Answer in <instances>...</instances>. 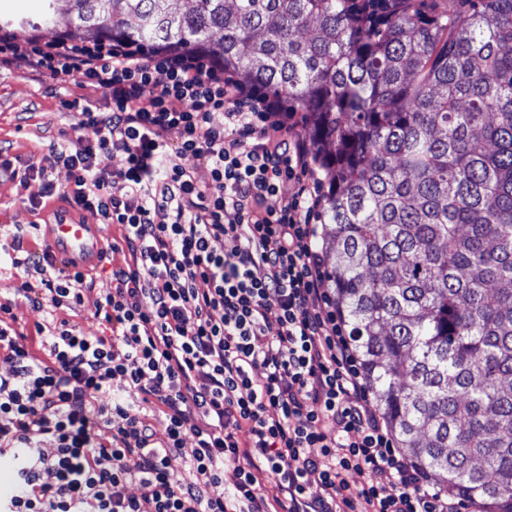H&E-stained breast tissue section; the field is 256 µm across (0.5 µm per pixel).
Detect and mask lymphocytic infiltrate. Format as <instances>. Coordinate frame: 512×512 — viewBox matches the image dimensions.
<instances>
[{
	"mask_svg": "<svg viewBox=\"0 0 512 512\" xmlns=\"http://www.w3.org/2000/svg\"><path fill=\"white\" fill-rule=\"evenodd\" d=\"M17 62L104 93L102 108L66 103L96 141L70 143L52 168L24 176L38 184L32 208L58 198L119 225L125 261L94 313L109 334L64 319L49 336L27 335L0 304V359L12 365L0 376V454L20 453L0 512H458L395 448L368 396L307 222L315 201L298 173L311 148L281 101L198 53L109 39L0 34V67ZM165 130L178 132L177 147ZM101 151L121 166L99 169ZM189 157L206 161L208 183ZM5 261L36 273L20 291L38 306L75 309L88 286L84 272L17 237L0 245ZM105 394L111 402L98 403ZM194 414L203 425H189ZM189 435L184 477L171 460ZM47 441L54 453H43ZM350 472L364 482L350 484ZM133 483L141 495L128 493Z\"/></svg>",
	"mask_w": 512,
	"mask_h": 512,
	"instance_id": "lymphocytic-infiltrate-1",
	"label": "lymphocytic infiltrate"
}]
</instances>
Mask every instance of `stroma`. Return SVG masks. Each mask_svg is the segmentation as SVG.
<instances>
[{
  "mask_svg": "<svg viewBox=\"0 0 512 512\" xmlns=\"http://www.w3.org/2000/svg\"><path fill=\"white\" fill-rule=\"evenodd\" d=\"M81 97L96 106L106 99L101 91L80 86L72 80H59L31 72L17 63L0 68V148L18 160L17 174H0V240L11 242L22 235L26 247L41 245L46 231L45 221L52 214H69L70 209L60 200L51 201L41 210L31 209L28 198L36 191L35 182L25 180L27 166H44L54 146L74 139L95 141L93 128L78 124V116L64 108V100ZM96 231L106 249L101 258L83 264L82 270L95 281L85 289L77 310L34 308L18 289L24 281L22 271L10 266L0 267V303H11L20 331L34 333L36 325H54L66 319L82 327L99 329L94 318L96 305L103 289L112 285V267L120 263L122 254L108 251L110 243L119 241L117 225H97Z\"/></svg>",
  "mask_w": 512,
  "mask_h": 512,
  "instance_id": "stroma-1",
  "label": "stroma"
}]
</instances>
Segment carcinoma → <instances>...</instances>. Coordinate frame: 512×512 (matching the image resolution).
I'll return each mask as SVG.
<instances>
[{
  "label": "carcinoma",
  "mask_w": 512,
  "mask_h": 512,
  "mask_svg": "<svg viewBox=\"0 0 512 512\" xmlns=\"http://www.w3.org/2000/svg\"><path fill=\"white\" fill-rule=\"evenodd\" d=\"M45 0L311 115L324 275L424 476L512 512V0Z\"/></svg>",
  "instance_id": "cac0c4a2"
}]
</instances>
